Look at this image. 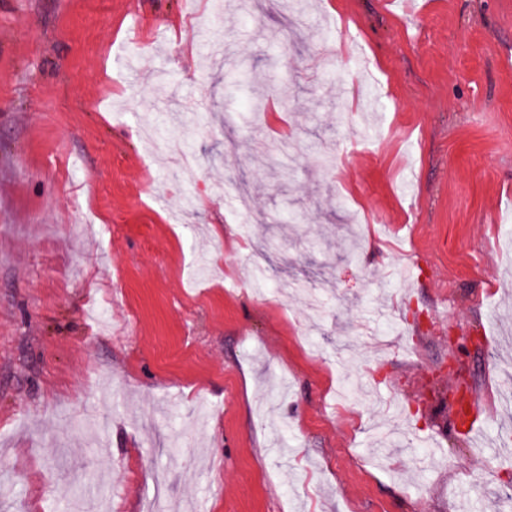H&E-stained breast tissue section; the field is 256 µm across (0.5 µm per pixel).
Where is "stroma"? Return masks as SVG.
Instances as JSON below:
<instances>
[{"label":"stroma","mask_w":512,"mask_h":512,"mask_svg":"<svg viewBox=\"0 0 512 512\" xmlns=\"http://www.w3.org/2000/svg\"><path fill=\"white\" fill-rule=\"evenodd\" d=\"M289 2L0 0V512H512V0Z\"/></svg>","instance_id":"1"}]
</instances>
